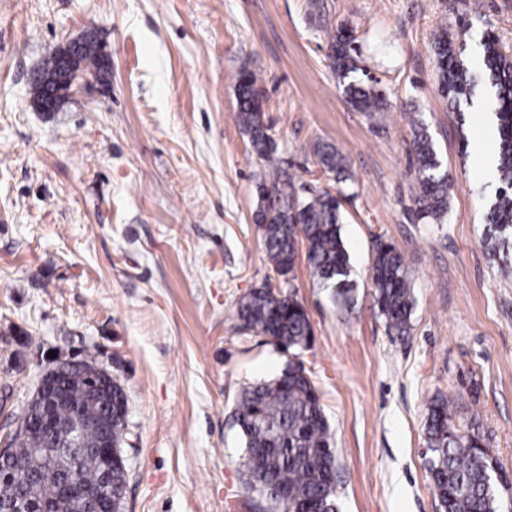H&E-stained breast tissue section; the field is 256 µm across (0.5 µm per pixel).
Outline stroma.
Returning a JSON list of instances; mask_svg holds the SVG:
<instances>
[{"instance_id": "obj_1", "label": "stroma", "mask_w": 512, "mask_h": 512, "mask_svg": "<svg viewBox=\"0 0 512 512\" xmlns=\"http://www.w3.org/2000/svg\"><path fill=\"white\" fill-rule=\"evenodd\" d=\"M338 26L387 95L374 117L330 66ZM444 30L471 53L488 32L512 46V0H0V438L46 369L91 348L128 399L122 512H250L231 412L288 355L235 315L242 295L279 285L254 220L264 163L236 123L245 66L262 76L294 187L327 185L316 145L349 162L354 309L306 263L293 273L340 512H440L424 468L436 395L512 478V279L483 242L498 144L478 135L483 113L449 109L433 53ZM88 33L108 54L105 80L35 108L44 61ZM413 112L454 175L442 224L412 217ZM379 240L404 254L414 287L403 338L375 302Z\"/></svg>"}]
</instances>
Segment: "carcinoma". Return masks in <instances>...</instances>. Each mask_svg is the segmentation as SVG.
Instances as JSON below:
<instances>
[{"mask_svg":"<svg viewBox=\"0 0 512 512\" xmlns=\"http://www.w3.org/2000/svg\"><path fill=\"white\" fill-rule=\"evenodd\" d=\"M482 69L474 73L465 47L444 31L434 44L441 89L451 100L470 96L479 80L495 90V119L499 151L494 165L498 184L488 202L485 241L493 255L507 258L512 249V55L502 52L496 35H484ZM331 67L342 79L360 70L352 32L340 27L331 36ZM102 80L107 73L101 46L91 35L72 42L50 56L33 81V100L50 112L62 100L59 84L71 66ZM259 77L242 69L237 78L236 121L249 137L252 150L266 163L270 178L257 182L254 218L262 227L264 246L283 287L255 288L237 303L236 315L245 330L269 338L292 356L314 343L308 313L292 291L291 274L304 256L316 284L331 299L347 306L352 301L349 255L341 235L343 194L324 187L308 190L302 198L285 193L292 176L275 164V141L264 120ZM347 102L368 116L381 112L387 100L376 85L351 81ZM415 158L416 218L440 223L448 214L453 179L443 167L435 142L422 116L410 117ZM322 171L336 182L348 180L346 156L330 145L316 146ZM371 278L380 316L388 335L407 336L415 307L413 286L404 256L393 245L378 241L373 247ZM96 354L87 352L63 375L64 399L48 411L5 464L25 477L16 488L0 483V512H91L89 504L102 495L125 498L127 468L120 459L112 474L104 472L101 445L107 434L124 443L127 395L117 380L107 391L99 384ZM233 418L244 443L241 462L245 488L257 494L263 512H338L336 448L325 418L318 389L299 361H288L275 377L242 389ZM83 429L72 446L76 421ZM448 398L433 397L425 422L429 456L425 468L443 512H503L500 490L488 480L485 443L474 427L459 433Z\"/></svg>","mask_w":512,"mask_h":512,"instance_id":"obj_1","label":"carcinoma"}]
</instances>
